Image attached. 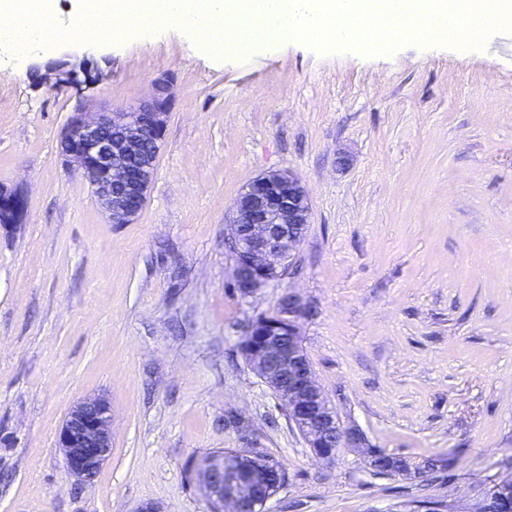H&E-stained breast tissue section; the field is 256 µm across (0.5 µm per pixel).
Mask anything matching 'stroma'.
Here are the masks:
<instances>
[{
    "instance_id": "1",
    "label": "stroma",
    "mask_w": 512,
    "mask_h": 512,
    "mask_svg": "<svg viewBox=\"0 0 512 512\" xmlns=\"http://www.w3.org/2000/svg\"><path fill=\"white\" fill-rule=\"evenodd\" d=\"M65 55L103 70L92 110L128 112L163 76L174 105L148 198L112 224L66 169L78 97L33 84ZM270 170L306 187L293 273L244 300L225 218ZM0 512H207L189 466L223 448L281 461L266 512H403L416 481L362 449L313 458L238 350L245 323L298 289L302 342L368 444L444 464L426 496L474 512L512 477V31L367 56L301 42L217 56L178 28L115 43L0 45ZM112 407V455L74 484L55 437L82 399ZM239 415L245 428L228 424ZM27 211L24 195L16 190L0 188V229L12 231L23 223Z\"/></svg>"
}]
</instances>
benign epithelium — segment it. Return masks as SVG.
<instances>
[{
    "instance_id": "7a95c632",
    "label": "benign epithelium",
    "mask_w": 512,
    "mask_h": 512,
    "mask_svg": "<svg viewBox=\"0 0 512 512\" xmlns=\"http://www.w3.org/2000/svg\"><path fill=\"white\" fill-rule=\"evenodd\" d=\"M38 84L51 83L81 96L100 76L98 63L63 56L32 68ZM173 100L166 82L130 112L94 116L78 109L70 113L60 133L59 152L89 184L113 224H134L147 201L149 186L164 141ZM24 195L0 188V229L12 231L23 223ZM311 223V205L302 183L290 172L269 171L253 179L235 199L227 235L239 241L231 254V284L249 299L269 287L268 275L292 262L302 241L293 225ZM310 311L301 295L285 292L274 310L252 319L241 342L251 370L276 395L288 419L304 438L312 455L329 462L334 455L325 444L341 437L344 448H364L367 440L355 427L343 424L332 402L316 382L300 339V320ZM67 475L79 484H92L112 454V408L103 396L88 397L67 413L56 435ZM206 483L211 512H248L250 479H231L227 492L215 493ZM512 502V482L495 485L494 505L488 495L480 512H500L498 504Z\"/></svg>"
}]
</instances>
